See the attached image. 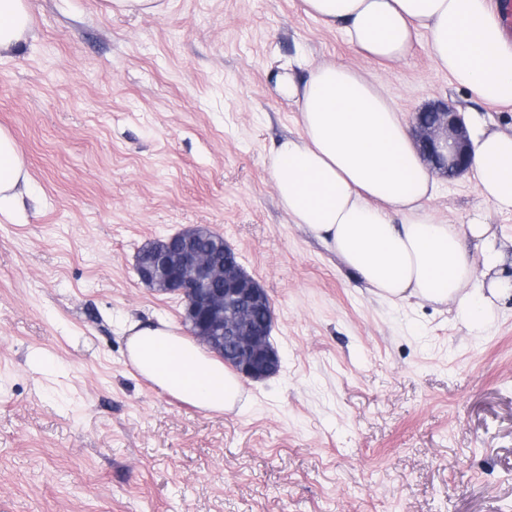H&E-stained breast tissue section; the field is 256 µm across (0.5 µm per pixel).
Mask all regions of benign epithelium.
I'll use <instances>...</instances> for the list:
<instances>
[{
  "label": "benign epithelium",
  "instance_id": "7a95c632",
  "mask_svg": "<svg viewBox=\"0 0 512 512\" xmlns=\"http://www.w3.org/2000/svg\"><path fill=\"white\" fill-rule=\"evenodd\" d=\"M413 127L422 157L448 179L464 175L470 166L464 117L446 104L416 113ZM196 228L169 236L162 261L151 267L135 264L140 281L149 288L181 296L186 315L195 325L194 337L204 346L224 340L234 370L243 378L261 380L275 374L280 358L270 341L273 304L259 282L240 265L235 250L224 245V263L191 245ZM265 313L253 325L252 311Z\"/></svg>",
  "mask_w": 512,
  "mask_h": 512
}]
</instances>
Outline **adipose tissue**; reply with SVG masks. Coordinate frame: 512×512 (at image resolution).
<instances>
[{"mask_svg":"<svg viewBox=\"0 0 512 512\" xmlns=\"http://www.w3.org/2000/svg\"><path fill=\"white\" fill-rule=\"evenodd\" d=\"M304 12L340 27L360 55L386 62L425 41L451 83L486 104L512 105V46L487 0H301ZM31 29L27 0H0V51ZM297 107L298 135L283 137L269 160L276 193L294 223L325 240L381 300L456 303L472 324L488 320L495 298L512 293L499 277L500 254L488 223L473 214L467 232L425 211L437 184L390 97L354 69L328 62L298 81L275 78ZM478 196L512 214V133L491 129L484 112L466 118ZM27 173L13 138L0 130V215L13 216ZM483 245L475 270L467 239ZM129 360L157 387L195 408L222 413L243 407L242 386L223 362L167 322L126 321Z\"/></svg>","mask_w":512,"mask_h":512,"instance_id":"adipose-tissue-1","label":"adipose tissue"}]
</instances>
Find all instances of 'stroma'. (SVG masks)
Wrapping results in <instances>:
<instances>
[{
	"instance_id": "stroma-1",
	"label": "stroma",
	"mask_w": 512,
	"mask_h": 512,
	"mask_svg": "<svg viewBox=\"0 0 512 512\" xmlns=\"http://www.w3.org/2000/svg\"><path fill=\"white\" fill-rule=\"evenodd\" d=\"M28 0L0 52V129L24 160L25 220L0 217V512H512V295L474 326L455 303L390 305L293 223L269 170L297 133L276 74L334 61L404 119L475 98L423 45L357 54L301 0ZM425 209L466 230L471 174ZM504 274L512 215L485 210ZM206 225L269 295L276 375L242 412L182 403L129 361L122 325L183 328L141 245ZM110 13L145 14L154 12L159 8L158 0H106Z\"/></svg>"
}]
</instances>
